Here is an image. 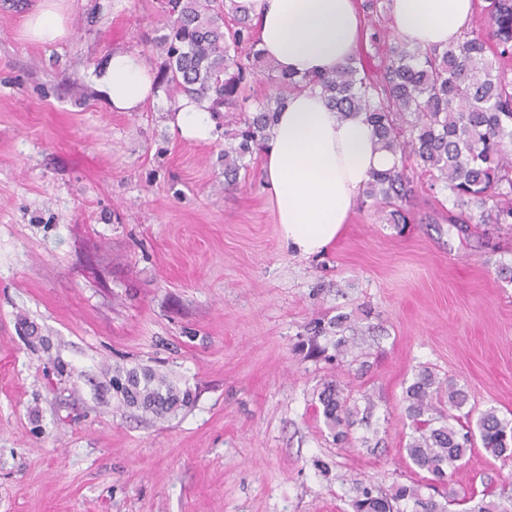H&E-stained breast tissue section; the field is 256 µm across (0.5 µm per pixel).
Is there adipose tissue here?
I'll return each mask as SVG.
<instances>
[{
	"mask_svg": "<svg viewBox=\"0 0 512 512\" xmlns=\"http://www.w3.org/2000/svg\"><path fill=\"white\" fill-rule=\"evenodd\" d=\"M259 25V47L278 70L301 78L336 69L356 52L361 19L354 0H236ZM399 38L442 47L461 38L473 0H391ZM71 33L65 0H40L24 24L27 40L51 44ZM113 111L137 112L158 92L155 73L137 54L116 52L94 76ZM169 125L182 140L207 143L215 124L206 103L184 97ZM263 177L282 240L303 256L340 236L372 172L396 156L374 143L364 116L344 119L316 92L289 95L260 149Z\"/></svg>",
	"mask_w": 512,
	"mask_h": 512,
	"instance_id": "obj_1",
	"label": "adipose tissue"
}]
</instances>
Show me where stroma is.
Segmentation results:
<instances>
[{"mask_svg": "<svg viewBox=\"0 0 512 512\" xmlns=\"http://www.w3.org/2000/svg\"><path fill=\"white\" fill-rule=\"evenodd\" d=\"M37 2L0 0V512H352L357 483L428 477L405 452L420 370L512 415V230L458 236L421 175L409 223L362 198L325 252L294 253L260 154L224 187L233 113L190 144L166 94L115 112L95 88L112 52L158 67V0H67L53 45L23 36ZM119 367L194 401L166 421L121 406ZM330 381L344 444L319 410ZM447 481L512 512V463L482 446ZM322 414L327 427L334 432L336 441L343 442L348 437L351 408L337 384H328L318 394Z\"/></svg>", "mask_w": 512, "mask_h": 512, "instance_id": "1", "label": "stroma"}]
</instances>
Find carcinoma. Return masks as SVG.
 I'll list each match as a JSON object with an SVG mask.
<instances>
[{"label":"carcinoma","mask_w":512,"mask_h":512,"mask_svg":"<svg viewBox=\"0 0 512 512\" xmlns=\"http://www.w3.org/2000/svg\"><path fill=\"white\" fill-rule=\"evenodd\" d=\"M163 23L157 38L162 62L157 86L169 99L188 96L208 103L211 112H240L239 129L224 144V186L237 185L246 156L267 138L276 112L294 92L314 91L347 118L365 114L376 144L398 156V164L371 174L365 196L391 208L394 224L409 223L407 204L416 193L407 161L430 173L448 192V223L461 233L472 224H512V0H484L488 32L471 31L446 47H410L398 40L375 71L360 58L336 70L295 78L266 65L275 93L249 94L265 57L253 18L225 0H160ZM112 386L120 404L166 419L192 403L189 389L148 367L117 371ZM406 416L413 430L406 453L435 479L447 478L480 438L483 448L502 460L512 458V418L491 407L475 430L460 432L454 422L467 404L466 392L423 369L406 387ZM327 427L336 440L348 437L351 408L336 384L318 394ZM448 512L455 499L441 503L419 484H398L388 493L359 488L353 512ZM468 512H506L491 494L463 498Z\"/></svg>","instance_id":"1"}]
</instances>
